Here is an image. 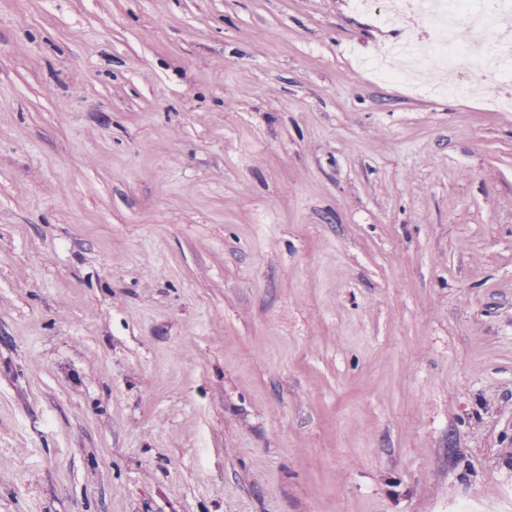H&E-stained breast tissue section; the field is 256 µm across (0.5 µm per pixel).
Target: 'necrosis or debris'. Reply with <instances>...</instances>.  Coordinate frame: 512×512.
Masks as SVG:
<instances>
[{
	"instance_id": "necrosis-or-debris-1",
	"label": "necrosis or debris",
	"mask_w": 512,
	"mask_h": 512,
	"mask_svg": "<svg viewBox=\"0 0 512 512\" xmlns=\"http://www.w3.org/2000/svg\"><path fill=\"white\" fill-rule=\"evenodd\" d=\"M418 13L431 33L430 41L422 42L416 31L408 30L395 49L396 62H388L380 54L365 61L366 69L384 80L448 70L454 72L455 81L438 85L437 90L454 97L469 94L470 78L477 70L488 68L502 80H512V46L482 37L485 28L512 15V0H419ZM464 20L475 34L460 44L455 42L454 32Z\"/></svg>"
}]
</instances>
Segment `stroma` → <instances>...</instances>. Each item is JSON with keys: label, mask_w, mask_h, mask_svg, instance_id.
<instances>
[{"label": "stroma", "mask_w": 512, "mask_h": 512, "mask_svg": "<svg viewBox=\"0 0 512 512\" xmlns=\"http://www.w3.org/2000/svg\"><path fill=\"white\" fill-rule=\"evenodd\" d=\"M352 0H0V512H512V84Z\"/></svg>", "instance_id": "1"}]
</instances>
